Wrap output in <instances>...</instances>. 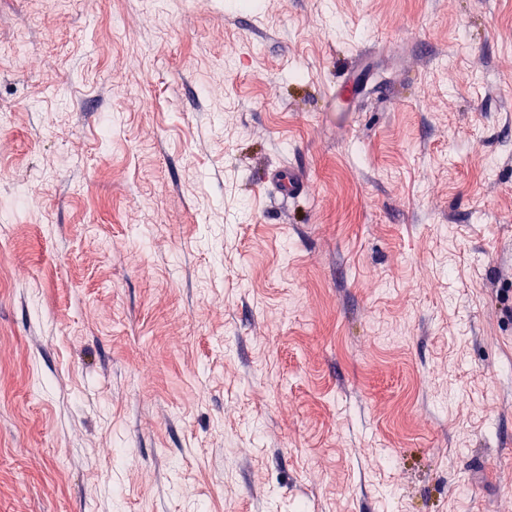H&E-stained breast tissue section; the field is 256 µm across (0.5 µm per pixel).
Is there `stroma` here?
I'll list each match as a JSON object with an SVG mask.
<instances>
[{
	"label": "stroma",
	"instance_id": "1",
	"mask_svg": "<svg viewBox=\"0 0 512 512\" xmlns=\"http://www.w3.org/2000/svg\"><path fill=\"white\" fill-rule=\"evenodd\" d=\"M0 167V512H512V0H0ZM268 180L275 185L283 197H291L303 190L302 182L292 172L287 174L282 170L274 169L268 174Z\"/></svg>",
	"mask_w": 512,
	"mask_h": 512
}]
</instances>
